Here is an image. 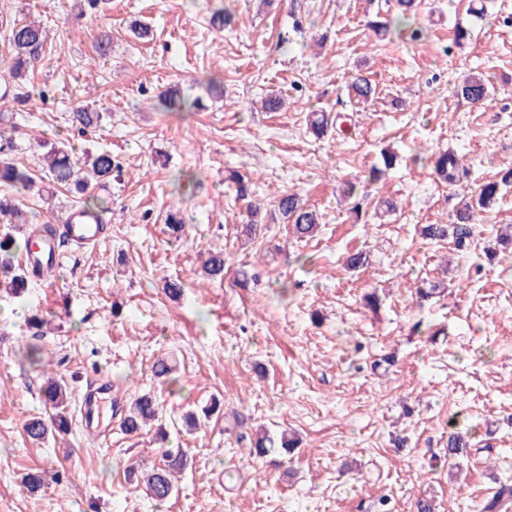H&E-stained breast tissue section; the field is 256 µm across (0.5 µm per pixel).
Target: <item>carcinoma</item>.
<instances>
[{
	"label": "carcinoma",
	"mask_w": 512,
	"mask_h": 512,
	"mask_svg": "<svg viewBox=\"0 0 512 512\" xmlns=\"http://www.w3.org/2000/svg\"><path fill=\"white\" fill-rule=\"evenodd\" d=\"M420 3L421 0H396L399 13L390 20L372 22L369 27L378 38H383L391 32L397 35L407 32L411 39L419 40L425 36V32L419 27H412L411 17L416 15ZM47 40V30L39 23L22 21L10 27L8 41L12 57L6 76L0 79V106L25 97L22 89L27 73L44 56ZM375 93L376 86L362 75L354 77L349 83V95L358 101H368L374 97ZM456 94L472 104H484L490 97V90L483 77L471 75L456 86ZM157 104L167 112H192L198 109L199 99L190 101L182 97L179 92L166 89L158 93ZM73 119L79 130H87L101 122L102 113L92 108L80 107L73 113ZM39 147L45 149L42 153V182L50 185L72 186L82 194L88 189L89 179L92 178L104 185L112 180V172L119 168V163L112 159V153L109 151L88 153L80 159L74 155L72 147L62 141L44 142L39 144ZM462 170H464L462 160L453 153L443 152L434 160L435 173L443 182L450 185L460 179ZM511 183L512 170H509L500 181H489L480 185L471 200L456 211L452 223L426 224L422 227V235L432 241L449 239L458 251L467 249L473 242V223L477 210L486 208L494 201L500 185ZM0 184H6L18 192L32 191L36 188V180L32 173L2 157H0ZM276 207L287 223L291 224L294 237L305 239L316 231L318 218L315 211L304 206L297 194H280L276 198ZM109 211V206L90 195L85 198L81 208V213L94 224L103 223L105 214ZM0 223L9 225L8 230L0 234V291L20 297L26 293L33 277L29 270L15 266L16 252L27 246L32 234L38 237L56 238V226L35 223L31 232L24 233L21 240L17 239L14 232L30 224V220L18 200L6 196L0 198ZM204 273L209 279L224 277L223 252L208 253L204 263ZM44 397L54 414L49 426L39 419H30L25 422V433L34 441L45 438L50 426L62 431L67 425L66 386L49 378L44 387ZM157 416L158 405L155 397L148 393L142 394L135 398L126 409V413L121 415L123 430L127 434H135L143 426L156 420ZM236 440L238 444L249 450L250 456L257 458L267 456L275 448L290 453L297 445V442L285 432L277 441L267 435L242 430L238 432ZM471 446L472 437L469 431L463 428L454 430L448 435V448H446L448 461L454 462L468 456ZM162 462L163 465L141 473V481L146 493L158 502H164L173 495L176 488L175 478L188 465L187 457L180 448L165 450ZM509 503H512V483L503 482L491 496L484 500L480 512H502L505 505Z\"/></svg>",
	"instance_id": "obj_1"
}]
</instances>
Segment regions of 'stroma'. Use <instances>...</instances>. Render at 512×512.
Returning <instances> with one entry per match:
<instances>
[{
  "label": "stroma",
  "mask_w": 512,
  "mask_h": 512,
  "mask_svg": "<svg viewBox=\"0 0 512 512\" xmlns=\"http://www.w3.org/2000/svg\"><path fill=\"white\" fill-rule=\"evenodd\" d=\"M483 3L477 20L470 0H423L415 23L428 35L413 42L368 29L385 0H101L81 14L74 0H0V70L14 21H41L49 35L28 87L51 95L18 114L8 158L37 175L39 141L68 138L120 163L107 186L90 188L111 207L102 239L61 246L28 297L0 293V512H375L383 495L393 512H411L424 494L437 512H479L512 481V252L485 253L512 224V185L477 213L465 256L420 235L512 169V0ZM224 6L233 23L219 30L210 17ZM136 21L152 42L134 37ZM459 24L470 30L461 43ZM104 29L105 58L94 48ZM359 73L377 86L372 102L347 93ZM471 73L493 88L484 105L454 94ZM210 76L222 95H207ZM168 88L202 108L160 111L153 99ZM271 93L281 111L262 108ZM80 106L103 115L83 135L71 127ZM320 110L348 115L350 136L313 135L308 117ZM441 150L467 166L455 184L433 170ZM385 151L395 167L367 180ZM233 171L261 206L252 239L251 201L237 198ZM349 180L359 184L352 202L340 194ZM284 192L316 210L315 237L292 238L275 207ZM382 199L393 214L376 215ZM171 210L184 219L178 238L164 223ZM211 249L224 253L223 279L203 275ZM357 252L366 266L347 270ZM173 279L184 286L176 299L163 290ZM428 282L443 293L418 304ZM372 292L375 310L363 300ZM36 307L52 326L34 337ZM31 345L41 365L25 360ZM387 354L393 366L380 365ZM160 358L174 366L164 381L153 373ZM48 376L70 389L69 430L37 444L23 425L46 418ZM94 379L125 402L155 396L158 426L129 435L116 417L110 435L88 434L80 406ZM215 400L221 409L201 429L179 430L183 414ZM454 420L474 447L453 466L444 448ZM240 422L301 444L287 458L250 457L236 443ZM399 436L407 447H395ZM167 448L189 465L158 504L128 473ZM35 469L47 481L33 495L23 477Z\"/></svg>",
  "instance_id": "1"
}]
</instances>
